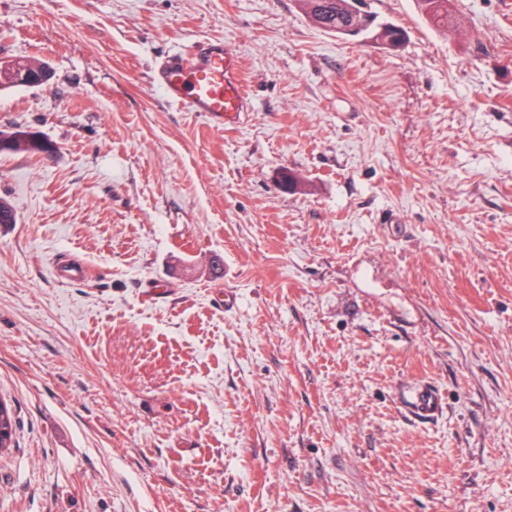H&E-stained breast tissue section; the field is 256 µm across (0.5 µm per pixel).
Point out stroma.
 Returning <instances> with one entry per match:
<instances>
[{
	"instance_id": "stroma-1",
	"label": "stroma",
	"mask_w": 512,
	"mask_h": 512,
	"mask_svg": "<svg viewBox=\"0 0 512 512\" xmlns=\"http://www.w3.org/2000/svg\"><path fill=\"white\" fill-rule=\"evenodd\" d=\"M367 3L0 0V512H512V0ZM208 41L239 127L154 80ZM309 19L320 29L336 36H347L351 24V0H299ZM420 11L436 26L445 27L453 22L450 0H416ZM47 142L50 141L27 130L0 131V152H22L30 155H43L44 146ZM403 405L410 417L427 423L438 418L446 408L443 395L433 386L417 384L404 392Z\"/></svg>"
}]
</instances>
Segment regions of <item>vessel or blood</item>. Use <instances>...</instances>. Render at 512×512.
Segmentation results:
<instances>
[{
	"instance_id": "1",
	"label": "vessel or blood",
	"mask_w": 512,
	"mask_h": 512,
	"mask_svg": "<svg viewBox=\"0 0 512 512\" xmlns=\"http://www.w3.org/2000/svg\"><path fill=\"white\" fill-rule=\"evenodd\" d=\"M240 68L233 49L208 43L189 55L168 58L159 68L156 81L171 103L208 113L216 123L232 128L241 123L247 104ZM403 405L410 417L421 423L433 421L446 408L443 395L427 384L407 389Z\"/></svg>"
}]
</instances>
